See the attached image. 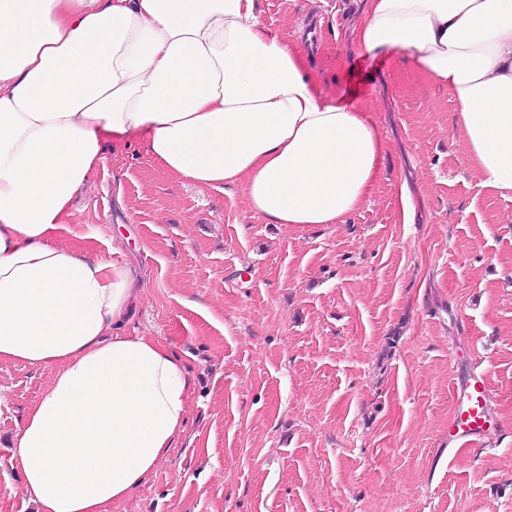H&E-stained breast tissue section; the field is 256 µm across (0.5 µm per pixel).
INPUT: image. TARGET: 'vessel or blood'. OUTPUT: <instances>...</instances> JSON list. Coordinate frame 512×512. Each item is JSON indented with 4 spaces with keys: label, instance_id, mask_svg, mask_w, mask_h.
I'll use <instances>...</instances> for the list:
<instances>
[{
    "label": "vessel or blood",
    "instance_id": "b4317fda",
    "mask_svg": "<svg viewBox=\"0 0 512 512\" xmlns=\"http://www.w3.org/2000/svg\"><path fill=\"white\" fill-rule=\"evenodd\" d=\"M487 386L482 376L469 375L454 386V413L450 425L453 437L480 448L487 434Z\"/></svg>",
    "mask_w": 512,
    "mask_h": 512
}]
</instances>
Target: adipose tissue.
<instances>
[{
    "label": "adipose tissue",
    "instance_id": "1",
    "mask_svg": "<svg viewBox=\"0 0 512 512\" xmlns=\"http://www.w3.org/2000/svg\"><path fill=\"white\" fill-rule=\"evenodd\" d=\"M261 0H0V360L53 369L11 457L39 512H110L183 432L192 380L172 346L121 334L132 273L58 242L104 132L143 133L162 169L245 183L251 212L343 224L383 140L317 92ZM356 44L447 86L485 187L512 198V0H367Z\"/></svg>",
    "mask_w": 512,
    "mask_h": 512
}]
</instances>
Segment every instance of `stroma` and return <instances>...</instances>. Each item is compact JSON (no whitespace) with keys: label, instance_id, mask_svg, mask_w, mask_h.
Instances as JSON below:
<instances>
[{"label":"stroma","instance_id":"obj_1","mask_svg":"<svg viewBox=\"0 0 512 512\" xmlns=\"http://www.w3.org/2000/svg\"><path fill=\"white\" fill-rule=\"evenodd\" d=\"M260 8L289 41L317 25L316 89L372 113L379 178L346 223L299 229L253 216L243 188L168 175L141 133L105 135L59 242L135 272L123 332L172 343L193 380L184 432L112 512H512V200L468 165L447 87L355 45L362 0ZM474 371L480 453L447 445ZM50 379L0 361V512H35L10 449Z\"/></svg>","mask_w":512,"mask_h":512}]
</instances>
